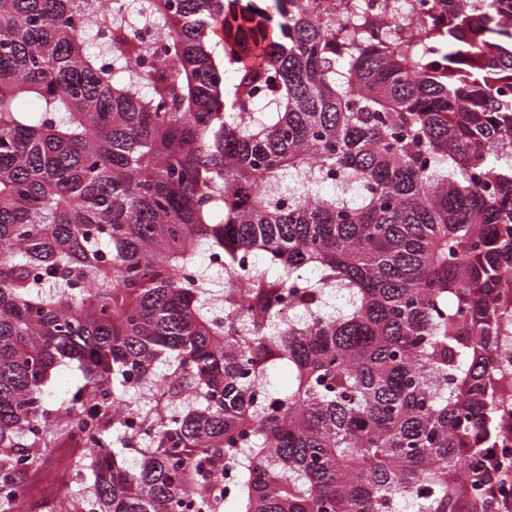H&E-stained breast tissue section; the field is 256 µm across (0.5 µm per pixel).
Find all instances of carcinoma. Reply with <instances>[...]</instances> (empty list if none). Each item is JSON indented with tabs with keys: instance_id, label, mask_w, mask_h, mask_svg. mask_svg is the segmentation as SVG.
Returning a JSON list of instances; mask_svg holds the SVG:
<instances>
[{
	"instance_id": "cac0c4a2",
	"label": "carcinoma",
	"mask_w": 512,
	"mask_h": 512,
	"mask_svg": "<svg viewBox=\"0 0 512 512\" xmlns=\"http://www.w3.org/2000/svg\"><path fill=\"white\" fill-rule=\"evenodd\" d=\"M509 422L512 0H0V512H503ZM362 3L366 13L377 20L389 11L413 21L425 19L428 12V2L423 0H363ZM59 455H67L72 460L70 450L68 448H60L50 456L34 479L32 497L33 501L39 505L43 502H47L50 505L56 503L63 484L68 479L66 473L54 471V461Z\"/></svg>"
}]
</instances>
